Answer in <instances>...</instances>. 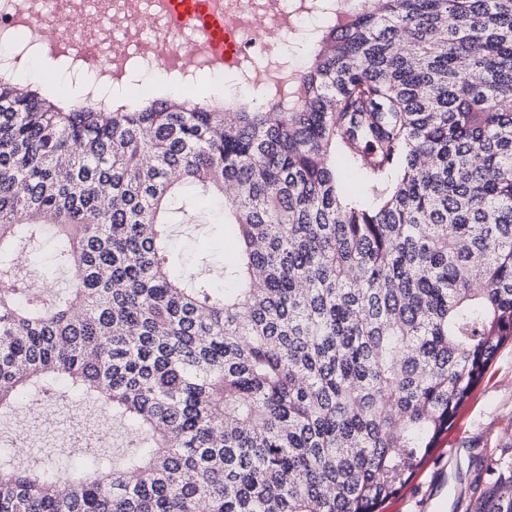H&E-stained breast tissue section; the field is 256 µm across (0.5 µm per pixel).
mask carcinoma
<instances>
[{
    "mask_svg": "<svg viewBox=\"0 0 512 512\" xmlns=\"http://www.w3.org/2000/svg\"><path fill=\"white\" fill-rule=\"evenodd\" d=\"M203 201L223 288L169 269ZM42 224L50 301L14 257ZM0 280V411L62 378L138 433L118 463L0 458V512H379L512 342V0H340L255 106L0 72ZM492 474L477 512H512Z\"/></svg>",
    "mask_w": 512,
    "mask_h": 512,
    "instance_id": "obj_1",
    "label": "carcinoma"
}]
</instances>
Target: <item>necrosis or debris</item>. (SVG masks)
Segmentation results:
<instances>
[{
    "label": "necrosis or debris",
    "mask_w": 512,
    "mask_h": 512,
    "mask_svg": "<svg viewBox=\"0 0 512 512\" xmlns=\"http://www.w3.org/2000/svg\"><path fill=\"white\" fill-rule=\"evenodd\" d=\"M212 7L235 42L227 61L202 31L174 29L166 0H0V34L22 32L33 52L64 65L83 102L154 73L183 86L203 73L230 74L254 96L285 36L315 13L312 0H212Z\"/></svg>",
    "instance_id": "4bbe7bcc"
}]
</instances>
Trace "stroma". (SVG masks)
Segmentation results:
<instances>
[{"label": "stroma", "instance_id": "obj_1", "mask_svg": "<svg viewBox=\"0 0 512 512\" xmlns=\"http://www.w3.org/2000/svg\"><path fill=\"white\" fill-rule=\"evenodd\" d=\"M219 216L210 204H201L193 224L170 229L169 247L177 268L212 277L234 257L235 241L225 236ZM23 270L44 294L72 285L68 272L54 263V242L38 235L21 249ZM109 433L111 443L101 448L105 458H116L132 445L135 428L118 422L100 404L65 392L37 403L22 401L9 415L0 416V436L24 432L28 452L8 449L15 461L51 462L62 466L76 454L77 445L66 436L70 420ZM458 449L449 464V449ZM512 458V343L505 345L481 384L459 411L455 423L429 455L412 481L382 507V512H476L481 491L498 459Z\"/></svg>", "mask_w": 512, "mask_h": 512}]
</instances>
